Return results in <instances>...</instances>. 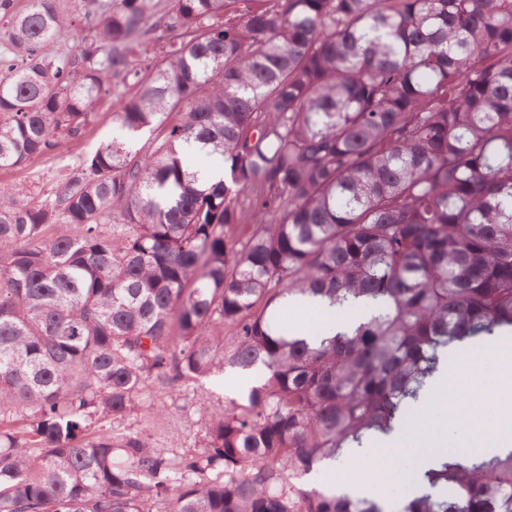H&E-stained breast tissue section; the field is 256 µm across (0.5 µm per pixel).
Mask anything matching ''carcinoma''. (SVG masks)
Segmentation results:
<instances>
[{"label": "carcinoma", "mask_w": 512, "mask_h": 512, "mask_svg": "<svg viewBox=\"0 0 512 512\" xmlns=\"http://www.w3.org/2000/svg\"><path fill=\"white\" fill-rule=\"evenodd\" d=\"M19 2L0 169L81 142L113 73L139 91L54 198L0 186V512H384L308 477L401 427L448 351L512 335V0H170L148 29L147 0H82L80 28ZM318 298L366 312L281 328ZM216 368L259 378L197 451L114 428ZM423 479L402 512H512V452ZM158 34H160V32L157 34H149L142 38L138 44L134 45V48L129 56V61L131 64L140 65L147 60H155L161 58L166 49V43L169 37L179 35L181 34V31L176 30L165 39L160 41L155 38Z\"/></svg>", "instance_id": "1"}]
</instances>
